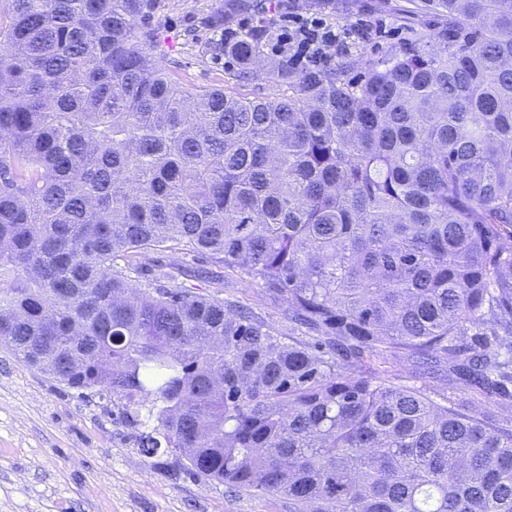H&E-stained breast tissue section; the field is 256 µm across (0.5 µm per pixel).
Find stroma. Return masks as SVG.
<instances>
[{
	"label": "stroma",
	"instance_id": "35a3bbf8",
	"mask_svg": "<svg viewBox=\"0 0 512 512\" xmlns=\"http://www.w3.org/2000/svg\"><path fill=\"white\" fill-rule=\"evenodd\" d=\"M228 0H157L152 19L161 35L167 73L194 88H222L232 65L208 46L224 28L253 18L228 13ZM421 0H329L314 15L336 24H363L365 39L349 48L359 64L411 39ZM187 291L247 306L255 316L287 331L288 308L280 296L235 272L222 280L183 277ZM380 381L417 386L481 410L479 401L447 381L416 374L404 361L380 365ZM137 429L99 395L67 388L0 343V512H292L287 499L236 493L224 484L190 475L186 460L166 449L144 456Z\"/></svg>",
	"mask_w": 512,
	"mask_h": 512
}]
</instances>
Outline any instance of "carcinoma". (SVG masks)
<instances>
[{"instance_id": "obj_1", "label": "carcinoma", "mask_w": 512, "mask_h": 512, "mask_svg": "<svg viewBox=\"0 0 512 512\" xmlns=\"http://www.w3.org/2000/svg\"><path fill=\"white\" fill-rule=\"evenodd\" d=\"M428 2L441 27L363 73L280 58L250 98L170 78L155 0H0V337L156 422L143 455L294 512H512V0ZM269 39L210 50L250 82ZM167 249L322 341L133 263ZM377 376L380 381L386 384L401 386H417L427 390V392H438L448 394V398L456 400V403H464L473 411H484V406L476 400H473L469 394L462 392L459 386L448 385V381L439 378H431L416 374L412 366L404 361L389 360L385 364H378Z\"/></svg>"}]
</instances>
